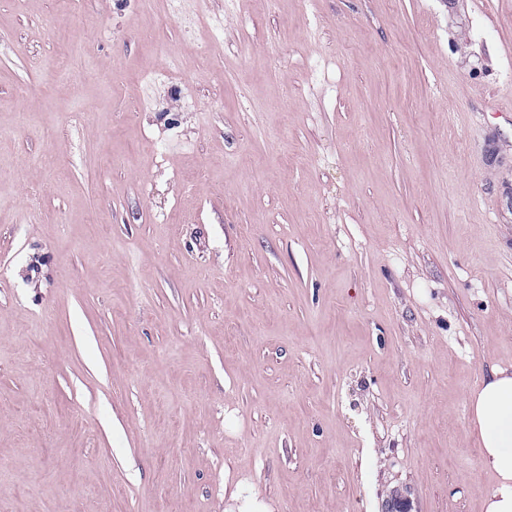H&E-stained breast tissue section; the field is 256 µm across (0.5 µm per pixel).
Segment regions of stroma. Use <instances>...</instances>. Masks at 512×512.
<instances>
[{"mask_svg":"<svg viewBox=\"0 0 512 512\" xmlns=\"http://www.w3.org/2000/svg\"><path fill=\"white\" fill-rule=\"evenodd\" d=\"M498 368L512 0H0V512H480ZM268 506L258 500L257 494L243 497L238 490L230 495L224 504V512H268Z\"/></svg>","mask_w":512,"mask_h":512,"instance_id":"1","label":"stroma"}]
</instances>
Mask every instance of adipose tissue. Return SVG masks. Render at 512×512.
<instances>
[{
    "label": "adipose tissue",
    "instance_id": "obj_1",
    "mask_svg": "<svg viewBox=\"0 0 512 512\" xmlns=\"http://www.w3.org/2000/svg\"><path fill=\"white\" fill-rule=\"evenodd\" d=\"M468 409L480 463L495 477L482 512H512V370L500 368L471 392Z\"/></svg>",
    "mask_w": 512,
    "mask_h": 512
}]
</instances>
